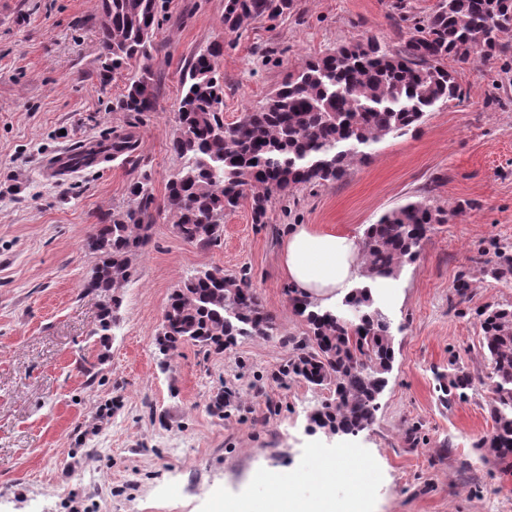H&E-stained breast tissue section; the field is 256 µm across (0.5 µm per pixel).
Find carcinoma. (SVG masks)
<instances>
[{
  "instance_id": "cac0c4a2",
  "label": "carcinoma",
  "mask_w": 512,
  "mask_h": 512,
  "mask_svg": "<svg viewBox=\"0 0 512 512\" xmlns=\"http://www.w3.org/2000/svg\"><path fill=\"white\" fill-rule=\"evenodd\" d=\"M291 0H226L224 26L275 17ZM99 43L105 68L117 70L131 61L145 64L129 80L120 107L128 112L156 110L157 76L151 58L157 24V0H97ZM512 31V0H441L438 10L414 24L397 48L373 38L306 61L288 75L259 107L235 122H224V89L218 70L224 41L213 40L187 61L171 151L182 161L167 183L166 206L176 217L178 235L200 247L216 245L224 215L242 201L253 222L264 224L276 198L308 186L344 179L375 146L416 128L425 112L462 96L445 61L485 62L504 54L501 36ZM87 154L112 151L135 157L131 133L88 142ZM129 204L96 225L87 247L97 262L88 281L107 294L131 276L132 257L151 238L154 203L150 178L129 187ZM443 222L439 211L422 201L409 202L384 214L364 231L362 286L342 304L322 309L288 288L289 302L303 318L309 337L297 347L281 375H295L318 387L334 388L310 415L316 426L327 423L343 434L368 428L376 418L379 397L394 362L391 322L376 306L371 288L395 279L400 268L417 260L430 225ZM482 260L500 280L512 274V256ZM159 350L176 351L190 342L222 350L244 336H269L276 330L250 279L214 268L175 289L165 312ZM483 346L493 375L494 432L481 445L499 457L512 455V305L483 313ZM464 368L448 379V397L471 386Z\"/></svg>"
}]
</instances>
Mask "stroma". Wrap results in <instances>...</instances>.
Listing matches in <instances>:
<instances>
[{
    "mask_svg": "<svg viewBox=\"0 0 512 512\" xmlns=\"http://www.w3.org/2000/svg\"><path fill=\"white\" fill-rule=\"evenodd\" d=\"M440 0H292L274 18L225 30V0H158L149 63L160 79L155 111L118 108L134 67L100 75L95 0H0V512H212L264 501L262 477L290 478L306 500L344 502L351 478L323 487L321 468L357 452L365 512H512V457L481 444L494 430L491 364L480 314L512 304L479 252L512 248V33L489 63L448 61L462 99L436 105L418 130L385 139L338 183L273 202L254 223L248 205L224 217L216 246L177 234L166 184L180 75L224 40V120L258 106L305 60L374 38L393 46ZM134 132L137 163L114 160L66 179L47 157ZM149 176L151 241L116 288V324L97 335L107 296L86 290L94 224L126 207ZM422 200L445 216L416 262L376 295L390 319L395 359L375 422L357 434L312 427L330 396L281 370L307 335L286 294L280 241L313 224L362 235L387 211ZM247 273L274 335L224 351L191 343L162 357L156 337L172 291L196 271ZM466 277L458 299L454 285ZM473 383L447 394L454 366Z\"/></svg>",
    "mask_w": 512,
    "mask_h": 512,
    "instance_id": "stroma-1",
    "label": "stroma"
}]
</instances>
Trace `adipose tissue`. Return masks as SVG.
I'll use <instances>...</instances> for the list:
<instances>
[{
    "mask_svg": "<svg viewBox=\"0 0 512 512\" xmlns=\"http://www.w3.org/2000/svg\"><path fill=\"white\" fill-rule=\"evenodd\" d=\"M284 273L298 293L328 308L336 297L346 294L362 264L357 238L347 232L325 230L310 224L291 227L283 241ZM264 483L273 492L262 510L251 502L240 503L236 512H350L330 499L300 501L283 490L285 480L267 475Z\"/></svg>",
    "mask_w": 512,
    "mask_h": 512,
    "instance_id": "obj_1",
    "label": "adipose tissue"
}]
</instances>
